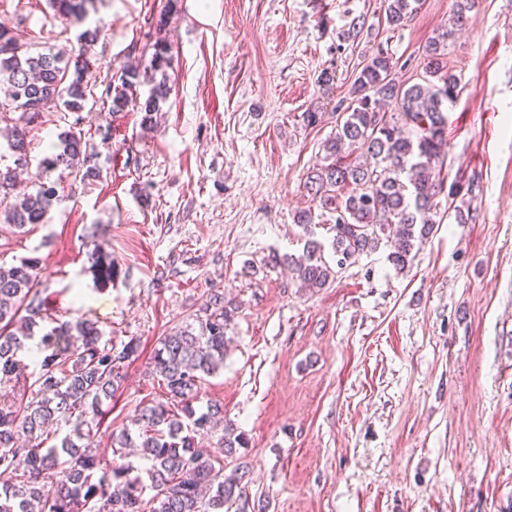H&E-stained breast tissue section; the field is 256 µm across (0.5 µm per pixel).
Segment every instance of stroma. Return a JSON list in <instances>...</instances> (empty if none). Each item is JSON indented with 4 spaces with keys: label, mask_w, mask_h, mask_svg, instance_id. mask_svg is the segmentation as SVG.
Wrapping results in <instances>:
<instances>
[{
    "label": "stroma",
    "mask_w": 512,
    "mask_h": 512,
    "mask_svg": "<svg viewBox=\"0 0 512 512\" xmlns=\"http://www.w3.org/2000/svg\"><path fill=\"white\" fill-rule=\"evenodd\" d=\"M454 3L422 0L393 29L384 0H100L87 19L103 27L92 98L26 135L35 163L77 129L101 176L61 194L48 223L0 224V264L38 258L52 316L139 340L89 440L101 457L112 431L165 398L151 373L159 337L220 293L234 326L195 408L222 404L248 439L224 460L245 471L247 496L224 512H512V0H477L448 46L461 93L443 171L460 192L410 267L397 271L382 245L312 292L272 261L301 254L310 233L334 261L332 217L313 208L306 176L375 46L397 81L418 82ZM19 24L33 46L77 45L79 27L49 0H0V25ZM160 37L170 94L148 128L136 105L112 114L103 99ZM308 208L306 229L295 218ZM97 244L116 269L106 284L87 260Z\"/></svg>",
    "instance_id": "obj_1"
}]
</instances>
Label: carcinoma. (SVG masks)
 I'll return each instance as SVG.
<instances>
[{
    "label": "carcinoma",
    "mask_w": 512,
    "mask_h": 512,
    "mask_svg": "<svg viewBox=\"0 0 512 512\" xmlns=\"http://www.w3.org/2000/svg\"><path fill=\"white\" fill-rule=\"evenodd\" d=\"M386 21L396 28L413 18L421 0H385ZM475 0H456L448 26L425 45L426 68L421 81L409 86L391 77L389 52L377 47L362 65L351 87L352 105L336 134L324 144L327 163L313 170L306 189L313 200L334 214L332 248L336 267L375 251L381 238L390 240L389 261L405 269L416 245L433 233L440 196L459 193L445 185L441 170L448 147V105L455 102L458 77L445 62V51ZM60 16L83 27L77 54L65 57L48 52L18 50L14 43L23 30L0 25V95L21 111L23 125L8 137L12 163H0V223L18 231L50 220L57 186L74 176L99 177L97 154L71 130L59 135L38 162L33 190L17 189L20 169L29 167L26 125L43 112L78 113L91 90L86 81L88 52L100 29L84 26L93 0H50ZM149 70L158 76L144 102L142 123L150 126L154 113L169 94V46L152 45ZM140 84L136 66L125 69L121 89H105L111 113L123 111ZM394 104L398 117L382 110ZM88 259L98 279L112 280V255L102 249ZM287 264L300 287L322 289L336 276L326 261L322 244L306 241L302 255L277 258ZM39 261L34 257L10 267L0 265V387L20 386L25 341L38 338L43 357L28 401L0 402V512H224V504L245 495V474L224 475V465L196 436L208 432L224 413L209 404L197 412L200 385L224 367L227 330L235 309L224 297L213 301L189 321L161 337L153 355V368L162 378L168 401L145 406L132 421L136 431L124 427L112 432V455L139 448L144 468L131 463H110L89 445L92 428L104 419L102 405L116 396L123 369L138 354L139 345H121L104 338L95 323L61 321L48 314L39 288ZM68 431L58 442L45 446L49 428ZM247 446L243 433L233 429L224 436L223 453L232 455ZM153 495L144 499L146 489Z\"/></svg>",
    "instance_id": "carcinoma-1"
}]
</instances>
